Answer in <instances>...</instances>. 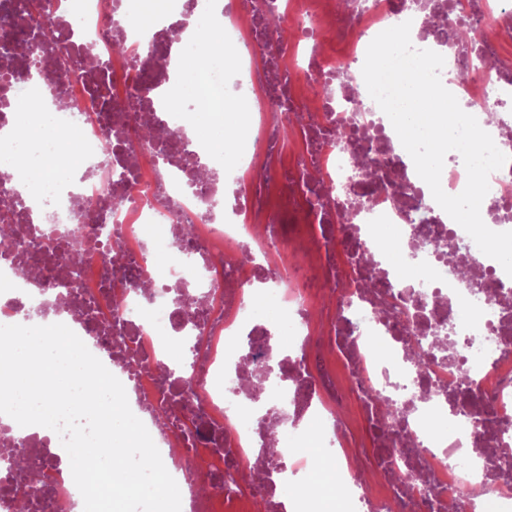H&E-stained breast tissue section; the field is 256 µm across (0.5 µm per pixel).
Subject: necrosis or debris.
Wrapping results in <instances>:
<instances>
[{"mask_svg":"<svg viewBox=\"0 0 512 512\" xmlns=\"http://www.w3.org/2000/svg\"><path fill=\"white\" fill-rule=\"evenodd\" d=\"M49 2L71 59L45 86L24 53L0 50L11 103L0 139L19 146L4 183L14 228L57 246H0V325L38 317L75 332L170 456L190 512L264 506L309 473L306 417L326 424L352 478L340 490L357 491L360 512H512V277L435 202L362 76L370 42L406 21L415 48L445 55L443 85L509 157L489 176L481 217L512 231V60L497 40L512 0H164L148 17L139 0ZM193 9L223 17L224 86L257 117L228 161L189 137L172 142V104L133 93L148 69L155 86L168 82L162 37ZM330 32L343 53H326ZM302 72L332 92L300 94ZM33 102L55 115L46 138L72 148L69 178L34 197L20 189L42 165L24 134L39 115L20 109ZM294 117L303 145L284 176L276 160ZM112 237L118 264L102 245ZM189 266L203 288L191 318L171 300ZM304 270L321 294L300 288ZM258 283L288 311L275 335L302 339L281 387L264 378L273 346L256 323ZM443 335L448 355L433 356ZM179 342L199 345L204 375L189 387L162 374ZM389 400L407 424L382 419ZM354 414L384 434L383 449L348 432ZM55 437L0 414V451H27L23 467L0 468V512H82Z\"/></svg>","mask_w":512,"mask_h":512,"instance_id":"4bbe7bcc","label":"necrosis or debris"}]
</instances>
